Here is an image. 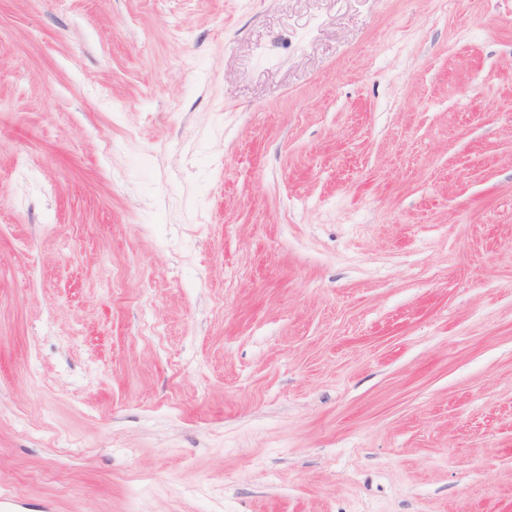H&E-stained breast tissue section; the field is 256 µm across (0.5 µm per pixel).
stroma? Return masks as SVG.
I'll return each instance as SVG.
<instances>
[{
	"label": "stroma",
	"instance_id": "35a3bbf8",
	"mask_svg": "<svg viewBox=\"0 0 512 512\" xmlns=\"http://www.w3.org/2000/svg\"><path fill=\"white\" fill-rule=\"evenodd\" d=\"M15 512H512V0H0Z\"/></svg>",
	"mask_w": 512,
	"mask_h": 512
}]
</instances>
